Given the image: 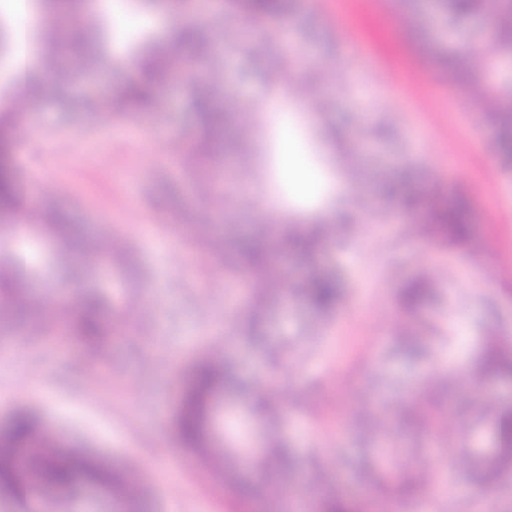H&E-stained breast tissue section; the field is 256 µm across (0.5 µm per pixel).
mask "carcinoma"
<instances>
[{"label":"carcinoma","instance_id":"carcinoma-1","mask_svg":"<svg viewBox=\"0 0 512 512\" xmlns=\"http://www.w3.org/2000/svg\"><path fill=\"white\" fill-rule=\"evenodd\" d=\"M80 0H43L52 14L64 20ZM448 21L473 16L489 17L497 25L493 44L485 48L495 58L512 57V0H437ZM294 0H225V7L254 19L274 20L287 14ZM74 52L56 53L58 62L80 64L76 77L105 67L96 39L92 34L72 36ZM279 29L270 27L251 40L239 39L234 47L254 60L263 58L270 47L279 44ZM422 51L440 69L454 75L460 86L472 94L484 93L489 102L485 116L496 133L498 153L512 163V104L507 97L494 95L483 88L478 71L468 55L452 50L437 52L424 45ZM223 47L214 43L205 30L183 24L172 31L166 42L148 43L140 51L134 73L114 97L101 104L110 110L121 109L150 112L160 102L164 86L178 75L186 76V92L195 112L200 138L197 144L179 155L183 169L194 178L197 194L208 203V215L201 224H184L182 228L206 249L210 257L224 262V274L247 276L251 285L253 315L248 334L257 336L262 330V312L276 295L295 296L322 317H329L343 299L345 289L339 273L324 267L308 276L282 286L277 269L281 257L299 254L314 257L329 241L325 223L299 225L289 215H280L266 224L253 225L247 238L230 251H224V236L217 230L223 188L213 177L215 168L232 159L243 171L253 167L254 158L246 147L257 132L252 115L270 111L273 94L284 82L292 79L296 60L281 54L279 65L263 75L266 94L249 107L240 106L228 92L211 85V75L198 67L204 59H215ZM314 84L297 87L307 111L321 115L329 110L325 95L310 97ZM22 122V113L7 107L0 109V295L12 299L8 308L0 310V318L8 319L35 338L54 336L63 343L78 346L85 355V365L97 370L105 362V344L115 324L126 311L136 307L131 300L119 312L112 311L106 297L91 288L81 295L77 304L62 301L55 312L41 315L36 306L20 299L32 284L55 275L67 267L78 277L91 274L100 262L106 261L117 271L131 275L138 271L134 249L124 241L112 238L105 224L92 226L72 220L69 214L50 206L37 214L23 208L20 175L15 159L14 131ZM405 199L403 216L405 230L425 243L441 247L462 248L475 255L480 242L472 232L471 202L462 194H436L425 209L418 198L403 184L382 180L378 185L376 208L366 216L372 223L388 220L386 208L391 198ZM21 242L40 253L49 244L50 259L23 268L9 254L8 245ZM435 288V280L423 273L404 281L397 290V299L408 320H413L421 303ZM472 370L482 376L512 379V348L504 347L494 336L483 339L472 359ZM448 373L437 375L416 395L402 401L399 417L412 428L433 433L439 438L443 456L462 452L464 443L448 430L441 398L453 385ZM226 394H244L233 366L217 357L205 356L189 370L177 392L174 417L179 446L190 456L209 465L217 478L224 480L235 506L245 510L255 499L263 501L264 512H284L291 490L279 483L281 472L294 466V456L284 443L267 433L262 452L254 457L244 453L238 457L231 441L214 433V417ZM279 415L278 399L271 389L265 397L247 405L238 413L239 426L247 431L252 420L274 426ZM470 416L490 423L493 446L490 451L471 460L469 483L479 495L490 487L512 493V404L494 408L475 402ZM366 436L385 448L396 445L379 413L361 418ZM258 473V478L240 481L235 467ZM105 494L109 512H137L136 496L132 494L130 473L107 466L89 453L65 449V444L41 418L26 409L13 415L9 427L0 432V508L7 512H29L30 504L50 492H72L76 480ZM318 483L312 491V512H405L410 505L432 502L438 495H448L438 468L415 457L403 467L388 472L372 464L359 475L366 493H352L328 482L323 468L317 469Z\"/></svg>","mask_w":512,"mask_h":512}]
</instances>
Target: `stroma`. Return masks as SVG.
Segmentation results:
<instances>
[{"instance_id":"stroma-1","label":"stroma","mask_w":512,"mask_h":512,"mask_svg":"<svg viewBox=\"0 0 512 512\" xmlns=\"http://www.w3.org/2000/svg\"><path fill=\"white\" fill-rule=\"evenodd\" d=\"M190 18L216 37L243 24L255 32L264 26L225 12L222 0H202ZM68 23L101 35L105 51L118 46L128 54L135 37L165 41L178 20L163 7L145 9L141 0H88ZM282 24L297 53L308 57L320 91L335 96L318 122L335 126L338 137L332 143L314 138L315 121L301 105H291L276 123L259 114V136L249 144L255 164L247 175L225 173L224 188L249 193L260 185L299 222L334 219L336 236L317 259L345 280V298L331 322L302 303L276 299L265 309L261 340L243 338L250 319L243 281L225 280L223 267L202 259L179 226L180 218L202 207L189 179L178 176L166 156L167 147L198 139L182 84L166 89L157 112L115 119L90 107L131 75L127 67L108 65L92 79L45 92L17 132L27 207L55 201L80 223L108 221L136 247L146 271L135 282L113 271L92 280L40 282L31 291L38 308L51 313L59 295L73 301L92 285L104 289L114 307L133 290L148 305L118 325L107 346L108 365L95 375L82 371L75 350L14 337L0 357V431L16 409L36 410L71 445L132 471L145 512H234L223 483L178 450L172 425L181 375L214 336L223 337L229 363L256 393L269 385L282 400L274 432L296 457L286 480L297 504L309 500L320 459L338 486L357 490L354 472L372 458L373 446L355 430V413L390 410L435 367L458 376L447 394L449 423L464 430L469 452L487 448L491 433L488 425L462 417L461 408L478 399H512V382L468 372L482 334L512 343V167L493 153V127L436 78L420 48L430 43L479 58L484 83L501 91L512 89V58L481 60L486 24L469 18L447 25L433 0H413L406 8L394 0H297ZM223 70L226 88L242 101L262 95L257 67L246 54L228 55ZM373 110L388 114V130L373 140L361 182L353 179L343 147L359 137L363 113ZM286 134L322 183L316 199L300 200L288 179L281 151ZM386 177L423 198L435 190L467 193L483 256L428 248L402 235L397 201L389 223L345 227L337 211L367 193L368 182ZM344 180L350 197L330 192L329 183ZM178 244L186 261L177 268L168 255ZM476 265L483 273L479 286L471 278ZM425 267L447 279L406 334L394 295ZM424 322L445 324L448 338L428 337ZM274 344L284 348L275 359L267 354ZM329 396L338 399L336 412L308 411V404Z\"/></svg>"}]
</instances>
